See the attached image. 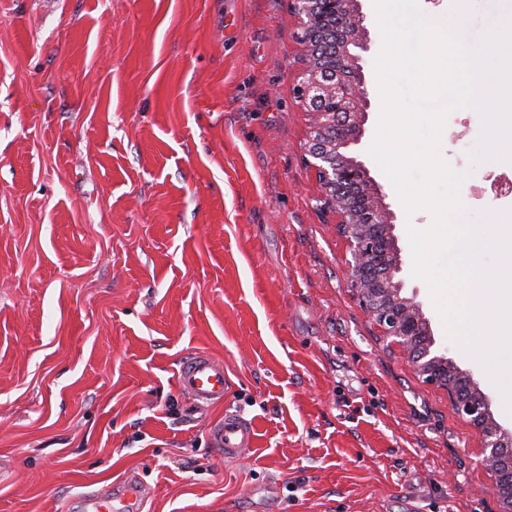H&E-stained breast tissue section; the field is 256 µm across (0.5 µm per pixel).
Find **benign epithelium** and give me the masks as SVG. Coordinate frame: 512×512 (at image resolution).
Wrapping results in <instances>:
<instances>
[{"mask_svg":"<svg viewBox=\"0 0 512 512\" xmlns=\"http://www.w3.org/2000/svg\"><path fill=\"white\" fill-rule=\"evenodd\" d=\"M295 97L308 116L303 163L319 187L317 207L346 245V288L377 335L408 359L416 375L446 394L458 416L481 436V465L493 479L502 512H512V434L490 411L488 396L438 342L408 289L405 254L388 193L364 150L373 97L367 79L372 50L362 0H291Z\"/></svg>","mask_w":512,"mask_h":512,"instance_id":"1","label":"benign epithelium"}]
</instances>
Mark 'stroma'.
Masks as SVG:
<instances>
[{"mask_svg":"<svg viewBox=\"0 0 512 512\" xmlns=\"http://www.w3.org/2000/svg\"><path fill=\"white\" fill-rule=\"evenodd\" d=\"M290 0H0V512H80L136 477L141 512H500L480 435L345 287L294 98ZM441 139L463 202L510 210ZM223 361V403L176 373ZM496 420L499 389L459 349ZM247 459L213 450L225 410ZM228 384L224 363L202 352L185 358L177 372L179 390L196 405L222 403ZM214 450L225 459H237L253 446L254 432L249 421L237 413L225 411L224 419L210 427Z\"/></svg>","mask_w":512,"mask_h":512,"instance_id":"obj_1","label":"stroma"}]
</instances>
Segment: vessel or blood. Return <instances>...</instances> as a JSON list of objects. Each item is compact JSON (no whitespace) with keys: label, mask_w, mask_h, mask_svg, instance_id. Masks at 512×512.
<instances>
[{"label":"vessel or blood","mask_w":512,"mask_h":512,"mask_svg":"<svg viewBox=\"0 0 512 512\" xmlns=\"http://www.w3.org/2000/svg\"><path fill=\"white\" fill-rule=\"evenodd\" d=\"M228 384L223 362L202 352L185 358L177 372L179 390L197 405L223 402ZM209 438L214 450L231 460L239 458L252 447L254 432L249 421L239 414L228 412L211 426ZM143 496V488L127 480L102 496L88 499L87 509L88 512H137Z\"/></svg>","instance_id":"1"}]
</instances>
